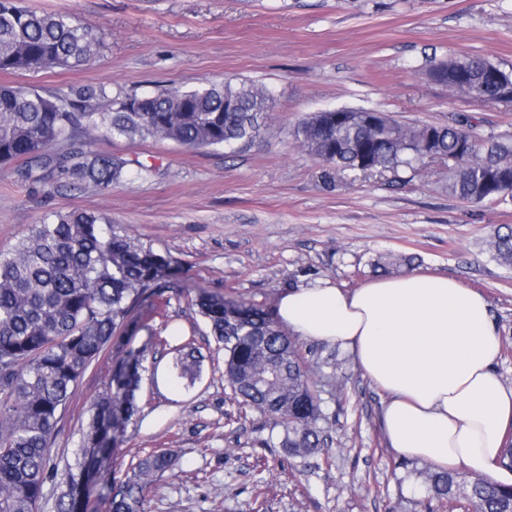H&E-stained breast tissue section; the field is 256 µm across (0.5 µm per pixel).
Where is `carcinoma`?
I'll return each instance as SVG.
<instances>
[{"label":"carcinoma","mask_w":512,"mask_h":512,"mask_svg":"<svg viewBox=\"0 0 512 512\" xmlns=\"http://www.w3.org/2000/svg\"><path fill=\"white\" fill-rule=\"evenodd\" d=\"M98 44L92 31L66 15L0 0V72L81 65ZM489 65L478 57H450L434 63L429 77L461 98L512 104V72L492 73ZM93 99L108 100L105 87L67 100L1 85L0 167L20 165L21 178L32 185L59 190L65 176L106 190L120 184L131 161L93 150L96 136L151 137L200 150L271 133V96L247 81L161 89L141 103L127 96L111 101L107 112L90 104ZM297 137L329 187L347 170L397 175L430 159L445 162L448 194L473 205L512 201V139L478 138L467 114L446 125H419L342 107L312 113ZM486 246L499 265L512 268L511 227L496 230ZM181 269L170 255L86 211L44 218L0 252V512H42L57 424L85 372L111 355L103 387L84 411L74 460L59 473L61 491L51 510L88 512L112 449L140 411L147 347L133 346L135 337L143 333L164 347L169 338L182 337L171 377L190 385L200 377L194 334L172 326L166 312L184 297L224 351V382L234 400L267 417L289 455L306 457L324 447L330 416L312 377L335 378L333 358L310 361L268 310L204 288L185 291ZM174 465L167 450L139 459L133 476L108 499V512H146L144 490ZM425 492L430 502H456L468 512H512V485L486 477L434 471Z\"/></svg>","instance_id":"obj_1"}]
</instances>
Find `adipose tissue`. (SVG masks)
I'll return each mask as SVG.
<instances>
[{
	"instance_id": "1",
	"label": "adipose tissue",
	"mask_w": 512,
	"mask_h": 512,
	"mask_svg": "<svg viewBox=\"0 0 512 512\" xmlns=\"http://www.w3.org/2000/svg\"><path fill=\"white\" fill-rule=\"evenodd\" d=\"M289 333L350 351L384 399L381 428L403 460L470 475L497 468L512 435V387L495 371L501 338L486 297L416 269L345 291H285Z\"/></svg>"
}]
</instances>
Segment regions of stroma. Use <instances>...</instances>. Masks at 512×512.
Here are the masks:
<instances>
[{
  "label": "stroma",
  "mask_w": 512,
  "mask_h": 512,
  "mask_svg": "<svg viewBox=\"0 0 512 512\" xmlns=\"http://www.w3.org/2000/svg\"><path fill=\"white\" fill-rule=\"evenodd\" d=\"M70 16L103 37L76 67L0 72V84L69 94L105 87L109 98L190 90L226 80L265 87L274 98L272 136L236 148L189 150L152 138H97L96 150L130 159L109 190L67 184L45 194L0 171V251L45 214L107 215L132 238L181 261V280L227 299L274 310L288 285L320 279L353 290L413 267L455 278L487 298L502 351L497 373L512 387V269L484 241L512 226V203L474 206L450 196L444 168L349 173L325 187L320 164L295 129L337 107L389 113L404 123L474 118L481 137H512V106L452 96L433 82L432 62L480 57L512 72V0H20ZM195 329L203 373L193 388L144 379L141 412L108 462L113 487L139 458L173 451L178 465L145 492L148 512H427L419 478L428 465L404 461L380 427L383 395L346 351L335 354L338 385L318 381L332 422L328 444L289 456L258 412H238L224 383V356L187 304L169 309ZM102 388L85 374L54 434L50 457L73 458L82 412ZM223 487L215 496L214 487Z\"/></svg>",
  "instance_id": "stroma-1"
}]
</instances>
